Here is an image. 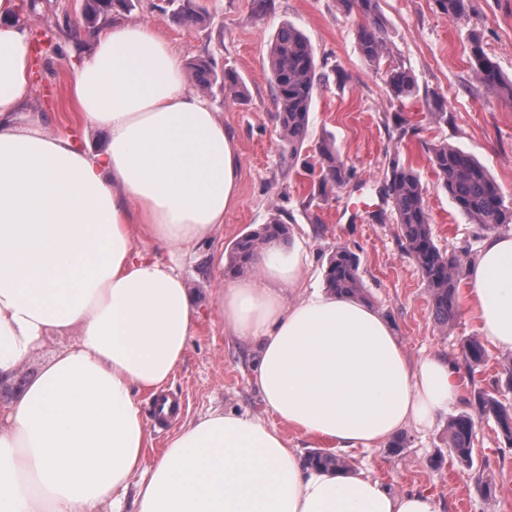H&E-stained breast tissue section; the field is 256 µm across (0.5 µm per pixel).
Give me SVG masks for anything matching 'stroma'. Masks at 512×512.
Wrapping results in <instances>:
<instances>
[{
  "instance_id": "stroma-1",
  "label": "stroma",
  "mask_w": 512,
  "mask_h": 512,
  "mask_svg": "<svg viewBox=\"0 0 512 512\" xmlns=\"http://www.w3.org/2000/svg\"><path fill=\"white\" fill-rule=\"evenodd\" d=\"M207 17L198 23L173 19L180 0H133L127 12L101 17L96 31L129 19L156 25L159 33L191 62L209 58L218 69L234 70L241 96L232 100L223 85L206 96L224 125L237 137L240 172L237 206L223 226L195 244L183 272L202 304L200 332L188 348L166 392L180 398L181 414L169 425L153 417V401L142 396L152 438L147 461H154L169 436L182 424L220 408L270 420L251 383L256 348L232 336L211 303L225 275L212 257L229 252L243 234L269 222L281 209L288 223L289 246H303L309 268L299 292L325 290L324 271L332 251L345 247L360 259L363 301L387 318L411 359L434 353L457 357L461 340L476 335L473 321L457 316L451 330L435 327L428 284L405 249L395 215L377 190L390 154H399L417 172L428 205L434 239L446 253L477 251V227L462 214L441 186L426 154L427 146L447 142L472 154L512 200V101L487 93L470 63L472 37L502 75L512 79V0H472L466 17L449 20L433 0H381L387 38L397 60L415 77L413 96L394 99L382 70L371 67L357 47V20L342 0H272L264 13L257 0H200ZM29 32L48 31L62 53L46 52L32 85L25 118L41 119L46 130L87 137L71 95L75 67L94 46L84 31L82 0H17ZM292 24L309 39L321 84L313 95L306 140L297 157L281 141L271 89L265 77L270 47L278 28ZM446 101L448 120L431 116L434 96ZM407 133L393 136L396 119ZM334 142L354 178L347 188L321 193L318 147ZM505 351L488 348L483 367L459 369L461 402L440 415L432 428L406 427L402 450L389 446L348 454L353 469L364 470L399 491H425L442 512H512V447L493 420L476 422L474 463L460 465L450 452L449 418L469 412L475 393L492 390Z\"/></svg>"
}]
</instances>
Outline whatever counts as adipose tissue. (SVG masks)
Instances as JSON below:
<instances>
[{
    "mask_svg": "<svg viewBox=\"0 0 512 512\" xmlns=\"http://www.w3.org/2000/svg\"><path fill=\"white\" fill-rule=\"evenodd\" d=\"M16 0H0V381L45 336L76 333L15 400L0 404V512H440L365 471H327L287 431L341 450L430 426L458 401L454 365L411 360L358 299L311 292L301 250L267 242L253 275L213 296L258 352L253 383L273 422L215 410L183 424L147 463L139 397L181 364L200 309L181 273L136 250L186 252L237 203L235 136L190 88L182 58L142 22L100 32L72 94L96 149L17 127L34 72ZM461 306L512 351V231L484 238Z\"/></svg>",
    "mask_w": 512,
    "mask_h": 512,
    "instance_id": "1",
    "label": "adipose tissue"
}]
</instances>
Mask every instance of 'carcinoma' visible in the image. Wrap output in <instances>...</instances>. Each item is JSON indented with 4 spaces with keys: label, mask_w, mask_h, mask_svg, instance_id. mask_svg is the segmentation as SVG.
I'll return each instance as SVG.
<instances>
[{
    "label": "carcinoma",
    "mask_w": 512,
    "mask_h": 512,
    "mask_svg": "<svg viewBox=\"0 0 512 512\" xmlns=\"http://www.w3.org/2000/svg\"><path fill=\"white\" fill-rule=\"evenodd\" d=\"M342 2L348 12L359 19L358 50L363 59L374 67L387 62V84L394 97L413 94L416 86L410 70L392 61L393 52L386 37L379 0ZM433 2L441 13L454 21L468 14L472 0ZM133 7V0H87L85 23L89 33L95 32L98 16L107 15L117 8L128 11ZM204 14L206 10L196 0H183L174 17L192 23L202 20ZM472 57L479 84L490 94L506 95L512 99V81L503 79L498 66L484 53L477 40L472 46ZM188 70L191 80L202 91L211 89L220 78L226 90L233 92L238 84L232 70L226 69L220 74L208 59L190 62ZM265 75L272 88L282 140L288 146V152L294 155L306 139L310 106L314 91L321 82L313 48L300 30L289 24L281 26L270 50ZM428 154L429 162L449 198L472 223L479 225L485 235L495 234L512 223V208L505 205L500 187L488 170L470 154L445 142L429 146ZM319 157L321 193L343 189L350 184L353 173L332 145L321 144ZM379 195L394 209L405 247L427 280L435 324L442 330L448 329L455 321L458 284L465 261L457 255L442 252L435 244L428 206L417 173L401 162L396 153L389 157ZM287 237L288 225L282 215L278 212L272 214L267 224L235 243L229 255L228 271L239 274L253 268V257L265 243L271 239L284 241ZM325 283L328 291L336 295L359 297L363 286L358 258L346 249L332 253L327 261ZM459 357L468 369L474 370L485 363V347L478 337L470 336L460 343ZM474 401L479 417L493 418L504 440L512 447V403L486 391L478 392ZM475 426L474 417L468 414L459 415L448 423L449 448L465 466L473 465ZM306 461L324 469L349 468L344 458L324 451L311 453Z\"/></svg>",
    "instance_id": "obj_1"
}]
</instances>
